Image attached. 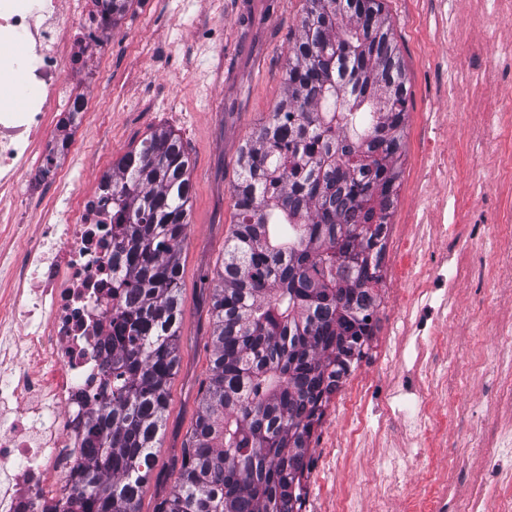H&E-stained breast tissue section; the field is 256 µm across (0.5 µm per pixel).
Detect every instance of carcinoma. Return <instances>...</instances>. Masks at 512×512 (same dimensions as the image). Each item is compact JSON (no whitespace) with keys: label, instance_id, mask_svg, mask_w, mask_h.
I'll use <instances>...</instances> for the list:
<instances>
[{"label":"carcinoma","instance_id":"1","mask_svg":"<svg viewBox=\"0 0 512 512\" xmlns=\"http://www.w3.org/2000/svg\"><path fill=\"white\" fill-rule=\"evenodd\" d=\"M406 70L383 0H306L281 101L241 150L212 365L155 512H299L319 402L363 356L397 198ZM191 161L155 131L112 199V381L69 512H138L180 362Z\"/></svg>","mask_w":512,"mask_h":512}]
</instances>
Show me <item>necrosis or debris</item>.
<instances>
[{
  "label": "necrosis or debris",
  "instance_id": "obj_1",
  "mask_svg": "<svg viewBox=\"0 0 512 512\" xmlns=\"http://www.w3.org/2000/svg\"><path fill=\"white\" fill-rule=\"evenodd\" d=\"M111 33L103 0H0V82L21 97L19 107L0 106V196L40 213L33 235L17 213H0L24 243L0 251L15 284L0 295V512L65 504L112 373V204L100 190L71 196L61 213L47 204L66 189L68 161L83 142L88 56L109 55ZM417 264L444 266L447 288L484 259L440 256L423 241ZM412 372L416 396L358 375L340 385L339 410L357 419L376 400L401 422L427 427L433 377L418 357Z\"/></svg>",
  "mask_w": 512,
  "mask_h": 512
}]
</instances>
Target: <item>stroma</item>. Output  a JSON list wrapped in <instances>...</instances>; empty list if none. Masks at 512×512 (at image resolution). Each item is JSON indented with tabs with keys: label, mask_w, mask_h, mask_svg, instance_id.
<instances>
[{
	"label": "stroma",
	"mask_w": 512,
	"mask_h": 512,
	"mask_svg": "<svg viewBox=\"0 0 512 512\" xmlns=\"http://www.w3.org/2000/svg\"><path fill=\"white\" fill-rule=\"evenodd\" d=\"M407 72V118L398 200L384 265L387 289L377 314L375 347H384L390 322L425 288L412 262L421 236L437 221L441 199L455 215L438 251L488 262L486 293L460 279L451 297L459 312L444 325V342L427 354L439 387L432 435L399 422L378 429L373 405L367 425L337 416L324 443L336 462V490L357 488L347 512H406L404 500L379 504L366 477L375 451L422 453L411 490L428 506L460 512L478 467L470 437L512 439V366L499 363L496 330L512 323V84L499 80L491 59L512 50V18L487 23L493 0H384ZM306 0H135L112 27V55L92 52L99 79L89 90L83 148L70 162V187L95 188L100 177L153 131L179 135L193 160L189 228L181 251V362L169 387L166 423L139 512H155L174 485L185 444L210 375L211 292L233 230L232 187L241 146L280 100L288 48L298 34ZM444 156L442 167L426 161ZM488 226L471 243V225Z\"/></svg>",
	"instance_id": "35a3bbf8"
}]
</instances>
